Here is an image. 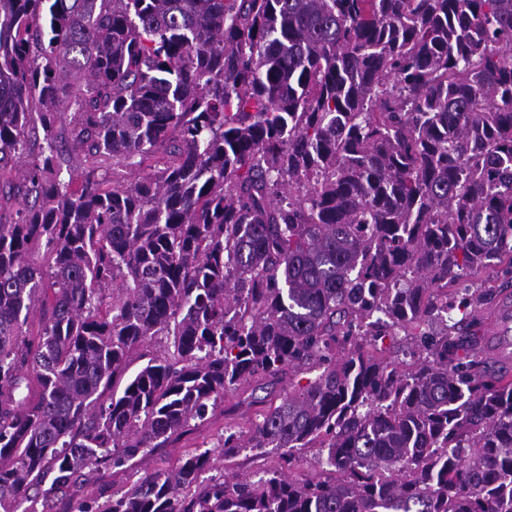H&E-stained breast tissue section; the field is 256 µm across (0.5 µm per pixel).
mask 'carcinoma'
Instances as JSON below:
<instances>
[{"label":"carcinoma","instance_id":"1","mask_svg":"<svg viewBox=\"0 0 512 512\" xmlns=\"http://www.w3.org/2000/svg\"><path fill=\"white\" fill-rule=\"evenodd\" d=\"M8 166L3 512L300 372L224 428L269 476L188 453L74 512H512V0H0Z\"/></svg>","mask_w":512,"mask_h":512}]
</instances>
